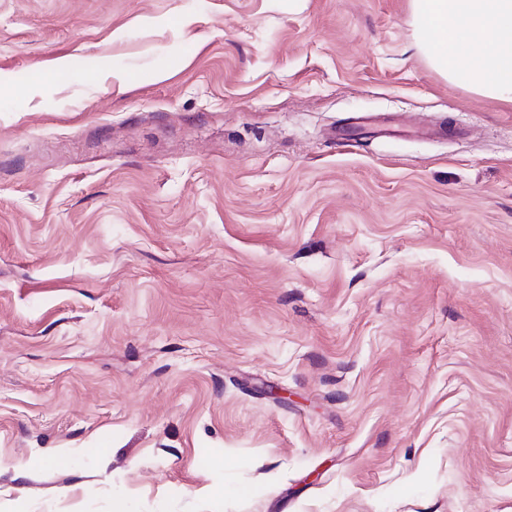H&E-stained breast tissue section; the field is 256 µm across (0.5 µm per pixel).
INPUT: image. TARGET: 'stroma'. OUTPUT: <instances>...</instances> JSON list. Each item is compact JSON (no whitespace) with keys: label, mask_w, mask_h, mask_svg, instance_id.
Listing matches in <instances>:
<instances>
[{"label":"stroma","mask_w":512,"mask_h":512,"mask_svg":"<svg viewBox=\"0 0 512 512\" xmlns=\"http://www.w3.org/2000/svg\"><path fill=\"white\" fill-rule=\"evenodd\" d=\"M413 41L0 0V512H512V105Z\"/></svg>","instance_id":"obj_1"}]
</instances>
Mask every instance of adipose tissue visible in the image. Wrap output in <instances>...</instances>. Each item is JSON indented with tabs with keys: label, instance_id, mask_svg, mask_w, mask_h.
Returning <instances> with one entry per match:
<instances>
[{
	"label": "adipose tissue",
	"instance_id": "1",
	"mask_svg": "<svg viewBox=\"0 0 512 512\" xmlns=\"http://www.w3.org/2000/svg\"><path fill=\"white\" fill-rule=\"evenodd\" d=\"M417 51L449 86L512 104V0H409Z\"/></svg>",
	"mask_w": 512,
	"mask_h": 512
}]
</instances>
